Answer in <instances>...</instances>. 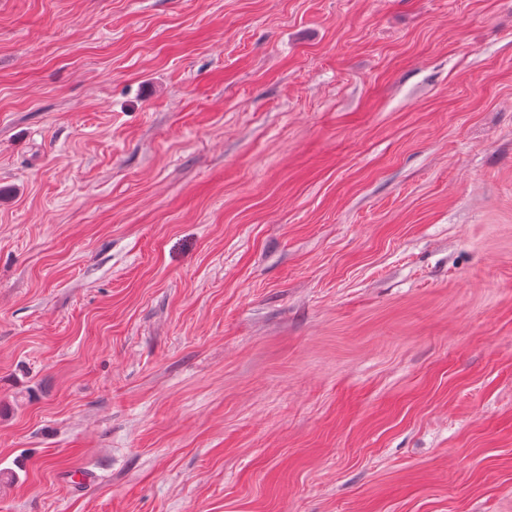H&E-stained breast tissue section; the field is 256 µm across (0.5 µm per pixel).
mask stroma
<instances>
[{"label": "stroma", "instance_id": "stroma-1", "mask_svg": "<svg viewBox=\"0 0 512 512\" xmlns=\"http://www.w3.org/2000/svg\"><path fill=\"white\" fill-rule=\"evenodd\" d=\"M0 512H512V0H0Z\"/></svg>", "mask_w": 512, "mask_h": 512}]
</instances>
